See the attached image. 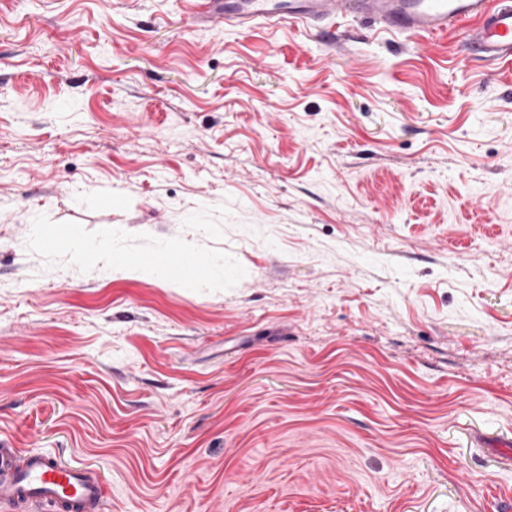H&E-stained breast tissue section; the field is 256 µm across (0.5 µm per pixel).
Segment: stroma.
<instances>
[{
  "label": "stroma",
  "instance_id": "stroma-1",
  "mask_svg": "<svg viewBox=\"0 0 512 512\" xmlns=\"http://www.w3.org/2000/svg\"><path fill=\"white\" fill-rule=\"evenodd\" d=\"M334 28L0 0V448L102 512H512V64ZM66 248L74 260L83 262L91 259L103 258L110 266L112 273L136 274L157 280L185 279L198 282L201 278L220 282L223 276L215 274L208 263L195 273H183L174 266L184 265L192 261L195 254L188 245L172 246L163 251L140 255L129 259L125 255L115 254L108 243H89L76 235L65 240Z\"/></svg>",
  "mask_w": 512,
  "mask_h": 512
}]
</instances>
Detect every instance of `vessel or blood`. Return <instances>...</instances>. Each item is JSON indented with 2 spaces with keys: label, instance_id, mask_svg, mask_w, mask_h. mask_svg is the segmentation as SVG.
Wrapping results in <instances>:
<instances>
[{
  "label": "vessel or blood",
  "instance_id": "obj_1",
  "mask_svg": "<svg viewBox=\"0 0 512 512\" xmlns=\"http://www.w3.org/2000/svg\"><path fill=\"white\" fill-rule=\"evenodd\" d=\"M397 33L444 39L463 30L470 57L487 65L512 64V0H226L224 23L246 26L287 15L311 24L338 9ZM105 486L98 475L42 456L18 459L0 452V503L31 502L50 512H100Z\"/></svg>",
  "mask_w": 512,
  "mask_h": 512
}]
</instances>
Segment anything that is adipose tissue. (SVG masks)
Instances as JSON below:
<instances>
[{
    "instance_id": "obj_1",
    "label": "adipose tissue",
    "mask_w": 512,
    "mask_h": 512,
    "mask_svg": "<svg viewBox=\"0 0 512 512\" xmlns=\"http://www.w3.org/2000/svg\"><path fill=\"white\" fill-rule=\"evenodd\" d=\"M66 248L72 258L83 262L91 259H105L112 272L136 274L157 280H172L181 277L197 282L203 279L212 281L216 275L211 268H203L200 272L181 273V265L187 264L195 257L189 246H172L163 251L145 254L133 259L114 253L106 243H89L78 236H69Z\"/></svg>"
}]
</instances>
